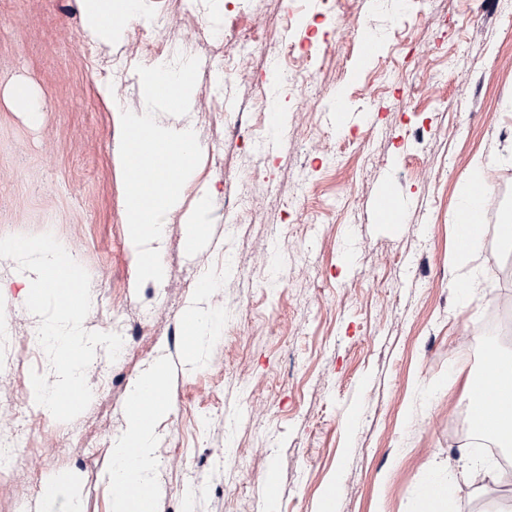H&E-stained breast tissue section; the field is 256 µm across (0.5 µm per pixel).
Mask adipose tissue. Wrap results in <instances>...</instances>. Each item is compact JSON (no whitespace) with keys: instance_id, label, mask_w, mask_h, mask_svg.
I'll list each match as a JSON object with an SVG mask.
<instances>
[{"instance_id":"obj_1","label":"adipose tissue","mask_w":512,"mask_h":512,"mask_svg":"<svg viewBox=\"0 0 512 512\" xmlns=\"http://www.w3.org/2000/svg\"><path fill=\"white\" fill-rule=\"evenodd\" d=\"M81 5L86 30L105 43L119 36L118 20L135 18L142 9L140 0H81ZM489 406L494 417L493 425L488 427L471 422V438L477 442L489 440L501 448L511 447L512 395L492 398ZM166 410L167 404L162 401L149 419L133 411L127 412L126 428L113 442L112 466L108 472L112 486H119L129 479L144 487H152L156 420Z\"/></svg>"}]
</instances>
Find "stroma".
I'll return each mask as SVG.
<instances>
[{"instance_id": "obj_1", "label": "stroma", "mask_w": 512, "mask_h": 512, "mask_svg": "<svg viewBox=\"0 0 512 512\" xmlns=\"http://www.w3.org/2000/svg\"><path fill=\"white\" fill-rule=\"evenodd\" d=\"M185 23L200 61L193 103L157 121L193 129L204 153L168 215L164 278L140 285L114 115L142 109V28L175 43ZM360 28L378 40L368 61ZM105 56L123 79L110 102L95 71ZM274 59L293 73L275 82L291 122L277 159L257 147ZM222 79L236 108L215 119L203 107L220 106ZM20 82L25 107L11 97ZM301 83L313 92L304 111ZM341 92L359 117L339 129L324 114ZM477 160L491 195L468 266L481 288L465 298L452 216ZM388 181L411 204L397 229L372 209ZM203 191L212 221L190 252L185 217ZM511 218L512 0H144L110 44L85 29L78 0H0V237L52 233L90 276L84 328L133 334L120 367L97 347L91 403L55 420L31 383L48 360L25 344L40 319L16 263L0 258V314L14 319L0 341V434L24 436L0 512H113L112 441L132 385L160 363L170 386L156 512H182L221 453L223 476L195 512H416L422 482L469 457L458 422L484 370L479 323L492 306L512 310V245L499 231ZM204 277L223 331L193 366L179 318ZM55 477L72 483L44 501Z\"/></svg>"}]
</instances>
